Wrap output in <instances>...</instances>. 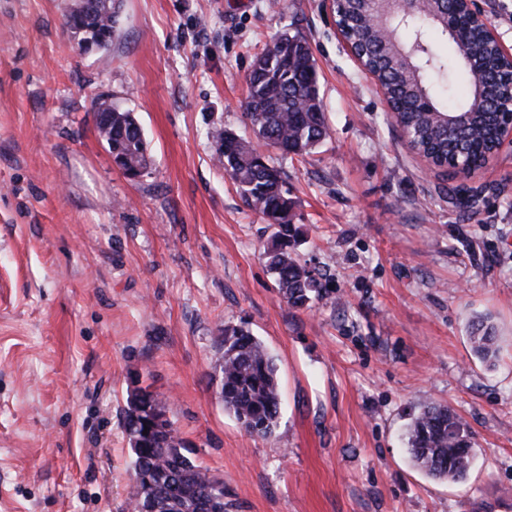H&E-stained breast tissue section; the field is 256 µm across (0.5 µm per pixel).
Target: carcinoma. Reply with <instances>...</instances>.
Returning <instances> with one entry per match:
<instances>
[{"label": "carcinoma", "mask_w": 512, "mask_h": 512, "mask_svg": "<svg viewBox=\"0 0 512 512\" xmlns=\"http://www.w3.org/2000/svg\"><path fill=\"white\" fill-rule=\"evenodd\" d=\"M360 4H343V35L360 52L375 74L395 120L409 135L410 149L426 161L443 166L456 160L454 174L467 177L472 166L495 148L512 112L498 113L493 101L479 100L467 70L476 65L497 79L500 97L512 91V61L504 57L483 26L475 21L454 27L451 48L444 53L427 36L431 27L446 34L436 20L417 18L400 25L420 41L414 58L421 71L410 84L382 39L365 30ZM465 86V95L452 107L441 91L448 82ZM244 111L253 135L284 155L312 152L329 136L319 72L309 42L298 34L278 35L255 59L246 76ZM94 114L112 113V128L96 125L103 141H112V159L124 174L136 178L149 164L147 141L134 113L120 109L104 94L90 102ZM470 111L469 124L448 127L440 114ZM220 165L238 184L247 206L274 228L264 245V257L283 302L308 309L323 299L327 288L314 270L300 261L302 235L292 223L294 201L281 167L269 162L254 145L222 127L209 132ZM215 362L218 394L224 408L250 435L271 438L280 418V392L273 357L245 324H227ZM472 353L485 362L497 358L492 326L481 317L468 326ZM125 430L133 454V491L128 512H229L224 482L183 453L185 447L166 402L147 389L131 395ZM406 449L413 465L427 476L451 482L463 480L471 467L472 433L451 407L428 403L412 416Z\"/></svg>", "instance_id": "1"}]
</instances>
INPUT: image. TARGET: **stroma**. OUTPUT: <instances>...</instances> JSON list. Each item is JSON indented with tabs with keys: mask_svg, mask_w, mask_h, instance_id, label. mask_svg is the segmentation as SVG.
<instances>
[{
	"mask_svg": "<svg viewBox=\"0 0 512 512\" xmlns=\"http://www.w3.org/2000/svg\"><path fill=\"white\" fill-rule=\"evenodd\" d=\"M71 0H0V512H127L125 411L149 388L235 512H512V143L466 178L407 146L327 0H120L107 52ZM309 40L331 136L287 174L303 262L326 296L282 302L272 230L214 160L254 58ZM134 112L129 179L92 97ZM488 317L494 364L466 327ZM277 368L281 417L249 435L211 384L225 324ZM451 406L474 434L465 482L413 467L406 427Z\"/></svg>",
	"mask_w": 512,
	"mask_h": 512,
	"instance_id": "stroma-1",
	"label": "stroma"
}]
</instances>
